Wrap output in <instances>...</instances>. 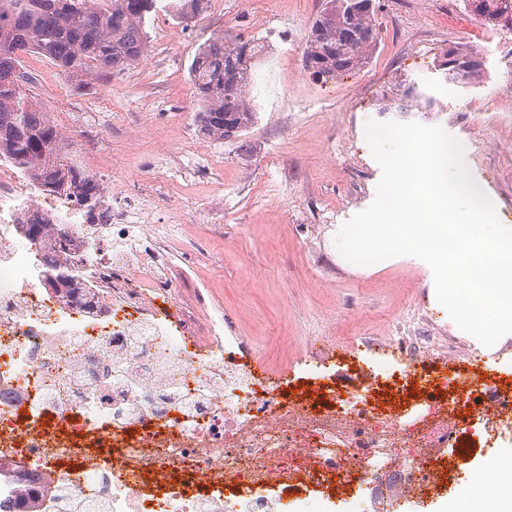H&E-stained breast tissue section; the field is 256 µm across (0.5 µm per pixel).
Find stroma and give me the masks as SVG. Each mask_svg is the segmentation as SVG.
Segmentation results:
<instances>
[{"mask_svg": "<svg viewBox=\"0 0 512 512\" xmlns=\"http://www.w3.org/2000/svg\"><path fill=\"white\" fill-rule=\"evenodd\" d=\"M224 19L176 21L153 16L147 50L123 71L67 75L53 62L24 56L29 88L44 110L66 115L59 135L72 158L84 130L101 135V163L129 178V189L157 190L152 218L166 220L174 201L190 213L175 225L184 242L176 262L194 265L193 243L210 259L197 277L221 307L224 333L237 337L258 380L280 377L290 389L334 385L341 394L381 385L393 367L395 325L449 336L446 361L431 377L464 380L486 374L489 384L512 382V337L501 344L509 361L478 362L465 335L437 302L429 269L399 256L362 271L338 251L337 225L374 200L380 167L365 139L367 121L438 126L464 146L475 184L512 225V29L480 25L463 0H374L379 43L371 61L330 80H317L304 58L313 18L324 0H223ZM238 33L262 41L247 97L255 124L232 140L200 135L199 105L189 65L211 35ZM466 46L487 57L488 78L464 89L441 81L448 49ZM409 78L430 85L434 112H379L375 101L390 84ZM199 137L208 166L192 170L180 143ZM375 336L374 350L349 353L338 336ZM327 345L317 372L297 364L301 337Z\"/></svg>", "mask_w": 512, "mask_h": 512, "instance_id": "35a3bbf8", "label": "stroma"}]
</instances>
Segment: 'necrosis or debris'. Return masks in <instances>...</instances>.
Returning a JSON list of instances; mask_svg holds the SVG:
<instances>
[{
  "instance_id": "obj_1",
  "label": "necrosis or debris",
  "mask_w": 512,
  "mask_h": 512,
  "mask_svg": "<svg viewBox=\"0 0 512 512\" xmlns=\"http://www.w3.org/2000/svg\"><path fill=\"white\" fill-rule=\"evenodd\" d=\"M97 154L88 136L93 215L0 156V512H285L290 495L296 512H336L340 488L388 512L396 497H447L478 447L512 441V389L479 381L405 406L334 391L283 403L241 363L222 312L183 305L192 278L145 221L153 194L114 198ZM35 214L82 243L93 307L46 287L42 248L19 231ZM275 472L278 492L259 494Z\"/></svg>"
}]
</instances>
